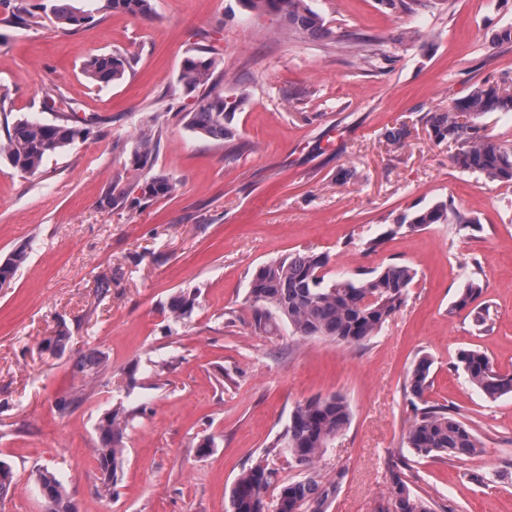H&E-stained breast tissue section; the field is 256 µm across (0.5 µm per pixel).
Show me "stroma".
I'll list each match as a JSON object with an SVG mask.
<instances>
[{
    "label": "stroma",
    "mask_w": 512,
    "mask_h": 512,
    "mask_svg": "<svg viewBox=\"0 0 512 512\" xmlns=\"http://www.w3.org/2000/svg\"><path fill=\"white\" fill-rule=\"evenodd\" d=\"M336 42L285 38L278 16L239 0H152L150 17L72 0L88 15L55 29L51 0H28L37 23L12 24L0 0V141L21 118L45 123L70 107L88 133L28 175L0 157V263L27 259L0 288V460L17 487L0 512H40L36 469L56 472L78 512H229L244 467L314 396L346 398L352 419L318 463L341 483L328 512H385L387 469L405 457L415 492L446 512H512V396L488 399L454 365L484 351L512 372V184L457 168L428 132L476 86L512 78V0H309ZM216 50L214 79L241 99L231 138L193 133L183 115L198 95L179 82L198 46ZM124 55L123 80L83 72L92 56ZM158 139L146 169L130 155L140 126ZM404 129L402 146L386 135ZM164 175L175 196L142 199L139 181ZM125 191L109 204V190ZM445 200L478 218L472 229H401L402 217ZM385 235L378 251L369 239ZM329 255L353 277L387 264L416 276L405 303L366 346L257 334L247 303L255 269L294 252ZM478 274L492 327L448 308ZM197 297L174 322L176 293ZM67 330L63 353L45 339ZM102 352L97 377L79 367ZM428 356L426 398L458 410L482 454L415 457L404 392ZM69 400L59 414L56 405ZM136 410L112 498L97 497L96 426L115 404ZM210 439L208 452L197 443ZM481 473L478 484L473 474Z\"/></svg>",
    "instance_id": "stroma-1"
}]
</instances>
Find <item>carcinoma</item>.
Returning <instances> with one entry per match:
<instances>
[{
  "label": "carcinoma",
  "mask_w": 512,
  "mask_h": 512,
  "mask_svg": "<svg viewBox=\"0 0 512 512\" xmlns=\"http://www.w3.org/2000/svg\"><path fill=\"white\" fill-rule=\"evenodd\" d=\"M53 8L55 27L73 30L87 17L58 0ZM252 12L278 15L288 24V30L300 38L334 41L336 32L321 15L312 10L307 0H241ZM104 8L132 16H151V0H105ZM128 61L119 54H101L88 59L83 67L88 78L99 83L123 79ZM216 60L213 49L199 48L182 62L179 81L188 91L207 90L197 106L183 115V120L195 133L222 141L231 137L227 126L231 111L240 102H229L214 87ZM512 111V84L500 88V82H485L469 95L457 100L446 112H434L428 120L434 139L456 145L454 165L466 172L478 173L491 181L512 183V147L493 136L473 132L468 122L493 112ZM88 133L72 124V117L59 116L55 123L20 119L0 142V155L11 165L30 175L39 172L44 160L63 151L80 134ZM155 133L148 126L138 130L130 164L144 169L156 152ZM178 190L177 182L164 176H152L141 183L145 198L170 197ZM458 224L467 228L477 220L441 200L428 208L403 217L397 228L411 230L431 224ZM26 258L25 250L0 263V282L11 280L16 268ZM329 257L323 253H290L260 266L250 280V310L254 329L264 335H274L288 327L291 335L300 339L328 338L338 345L360 347L379 333L383 325L400 308L415 272L408 266L388 264L373 270L369 276L349 278L328 270ZM483 288L477 278H471L448 309L455 315L466 309L475 311L478 322L491 321L489 307L481 302ZM196 294L179 292L169 301V311L177 321L191 315ZM105 358L94 351L80 359L81 369L91 376L98 375ZM432 361L419 357L406 379L405 392L423 400L429 391ZM468 382L490 399L512 394V373L496 371L490 358L479 349H465L457 357ZM414 416L405 436L406 447L423 457H474L482 452V442L457 412L446 405L418 407L412 404ZM134 412L117 404L99 420L94 448L102 473L96 493L101 498L112 497L117 471L122 463L124 439ZM350 405L339 394L314 397L298 404L292 411L288 426L264 449L262 455L243 469L230 493L231 512H262L265 498H270L272 512H328L340 487L342 474L326 479L317 469L320 457L329 444L349 426ZM288 458V465L298 469V476L284 479L276 461ZM392 512H435L430 499L410 487L412 466L399 460L388 467ZM35 481L49 512H75L61 481L48 469H38ZM15 489L11 467L0 461V500Z\"/></svg>",
  "instance_id": "cac0c4a2"
}]
</instances>
